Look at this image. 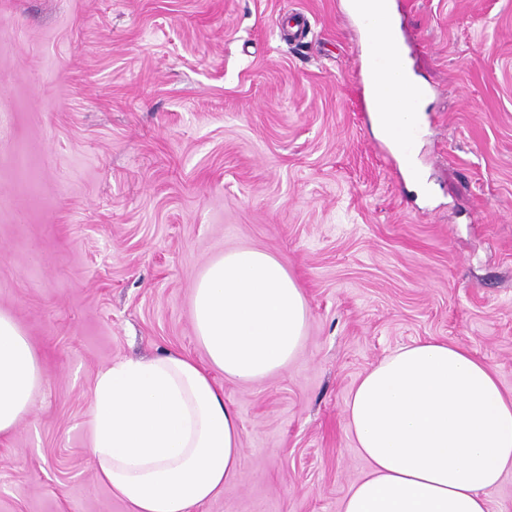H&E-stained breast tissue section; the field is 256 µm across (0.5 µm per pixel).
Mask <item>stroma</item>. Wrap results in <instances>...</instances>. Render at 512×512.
Here are the masks:
<instances>
[{"label": "stroma", "mask_w": 512, "mask_h": 512, "mask_svg": "<svg viewBox=\"0 0 512 512\" xmlns=\"http://www.w3.org/2000/svg\"><path fill=\"white\" fill-rule=\"evenodd\" d=\"M394 2L425 195L354 104L346 0H0V310L42 369L0 435V512H129L96 478L97 375L204 360L194 282L236 248L287 266L309 324L280 373H215L242 458L197 512H342L370 470L346 401L412 342L465 346L512 395V0Z\"/></svg>", "instance_id": "obj_1"}]
</instances>
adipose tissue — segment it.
<instances>
[{
	"mask_svg": "<svg viewBox=\"0 0 512 512\" xmlns=\"http://www.w3.org/2000/svg\"><path fill=\"white\" fill-rule=\"evenodd\" d=\"M308 315L273 255L242 248L213 259L191 303L205 362L171 352L99 372L89 424L100 481L130 512H196L223 491L242 437L213 374L249 383L281 372ZM41 382L34 346L0 312V435L23 420ZM346 427L371 470L343 512H488L487 490L512 471V397L459 344L430 339L381 360L351 391Z\"/></svg>",
	"mask_w": 512,
	"mask_h": 512,
	"instance_id": "obj_1",
	"label": "adipose tissue"
}]
</instances>
